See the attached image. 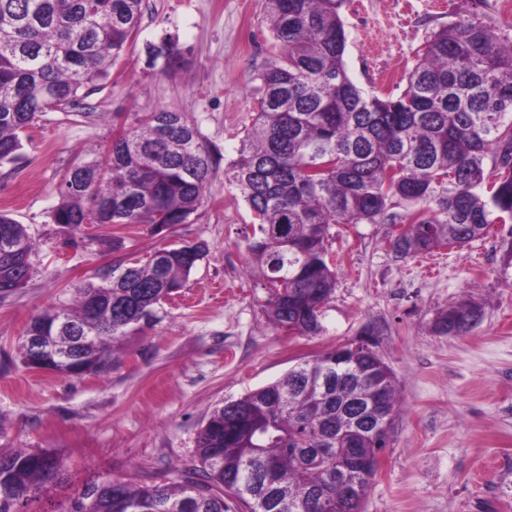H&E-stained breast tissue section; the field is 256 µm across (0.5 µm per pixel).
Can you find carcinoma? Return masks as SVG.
I'll list each match as a JSON object with an SVG mask.
<instances>
[{"instance_id": "cac0c4a2", "label": "carcinoma", "mask_w": 512, "mask_h": 512, "mask_svg": "<svg viewBox=\"0 0 512 512\" xmlns=\"http://www.w3.org/2000/svg\"><path fill=\"white\" fill-rule=\"evenodd\" d=\"M144 0H0V164L23 148L42 112L80 102L107 80L139 32ZM344 0H264V21L280 56L258 74L257 116L224 176L253 218L249 272L269 292L278 330L323 332L336 288L329 240L337 224H394L401 257L464 247L512 220V23L479 8L431 34L398 95H366L345 70ZM176 73L169 41L154 52ZM491 168H486V159ZM88 184L65 173L53 223L146 224L156 233L185 224L213 167L185 112L158 109L120 126L103 160L83 163ZM33 243L0 213V292L27 284ZM209 251L197 240L154 252L143 265L112 264L78 288L74 308L35 316L21 363L49 359L59 374L81 363L107 373L112 356L143 318L185 287ZM480 312L461 302L435 329L462 335ZM399 411L396 377L375 354L337 345L280 379L214 409L197 439L199 466L166 485L90 481L60 512H363L372 472L353 496L336 483V462L373 461L388 447ZM45 453L0 451V512L24 507L47 482Z\"/></svg>"}]
</instances>
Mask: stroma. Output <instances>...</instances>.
I'll list each match as a JSON object with an SVG mask.
<instances>
[{"label": "stroma", "mask_w": 512, "mask_h": 512, "mask_svg": "<svg viewBox=\"0 0 512 512\" xmlns=\"http://www.w3.org/2000/svg\"><path fill=\"white\" fill-rule=\"evenodd\" d=\"M471 0H346L341 18L351 80L400 95L432 32ZM137 38L107 81L79 104L42 113L23 149L0 165V212L36 247L24 288L0 294V449L56 454L62 478L36 491L30 512H57L91 479L168 484L197 465V436L212 410L263 387L327 347L375 330L403 411L364 512H512V285L498 267L512 226L462 248L400 257L393 224H339L329 253L336 290L321 335H289L268 321V292L246 271L253 215L224 177L257 113L258 73L279 48L263 0H145ZM171 39L186 66L166 72L147 47ZM160 108L187 111L213 158L202 206L156 235L144 224H53L62 175L105 156L114 123ZM124 239L113 251L112 239ZM198 239L209 251L186 286L143 327L109 372L39 373L20 362L31 318L74 305L79 286L117 260L145 263L164 246ZM464 299L482 309L463 336H441L436 315Z\"/></svg>", "instance_id": "1"}]
</instances>
